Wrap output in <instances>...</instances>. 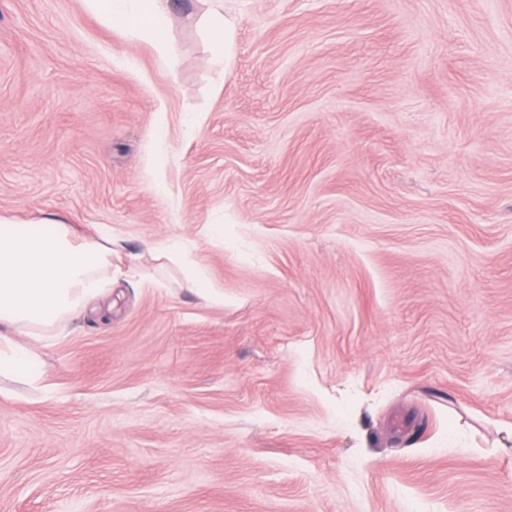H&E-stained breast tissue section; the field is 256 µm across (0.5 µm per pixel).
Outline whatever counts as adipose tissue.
Listing matches in <instances>:
<instances>
[{"instance_id":"1","label":"adipose tissue","mask_w":512,"mask_h":512,"mask_svg":"<svg viewBox=\"0 0 512 512\" xmlns=\"http://www.w3.org/2000/svg\"><path fill=\"white\" fill-rule=\"evenodd\" d=\"M117 2L88 0V5L113 27L150 36L161 62L170 64L163 0H133L128 9L118 8ZM117 245L109 235L77 238L61 220L41 232L33 224L0 216V373H28L35 355L18 344V337L53 335L61 320L81 312L111 283L114 261H121L123 276L142 277L139 256H118Z\"/></svg>"}]
</instances>
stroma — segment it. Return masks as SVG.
I'll list each match as a JSON object with an SVG mask.
<instances>
[{"mask_svg":"<svg viewBox=\"0 0 512 512\" xmlns=\"http://www.w3.org/2000/svg\"><path fill=\"white\" fill-rule=\"evenodd\" d=\"M0 0V214L184 245L0 375V512H512V0ZM121 0H88L92 11L112 24V27L132 35H148L157 47L161 62L170 66L172 52L165 37L163 0H124L134 2L130 9L116 6ZM210 4L205 18L215 36L216 43L223 52L225 65H230L234 56V32L236 20L224 12L222 0H207ZM157 259H165L168 263L177 266H187L189 268V274L187 276L189 283H191L194 288H207L209 295L215 302L223 303L224 294H220L215 291L214 288L218 287L207 282L197 267L186 262L187 258L182 254L178 247L175 245L165 247L158 253Z\"/></svg>","mask_w":512,"mask_h":512,"instance_id":"1","label":"stroma"}]
</instances>
